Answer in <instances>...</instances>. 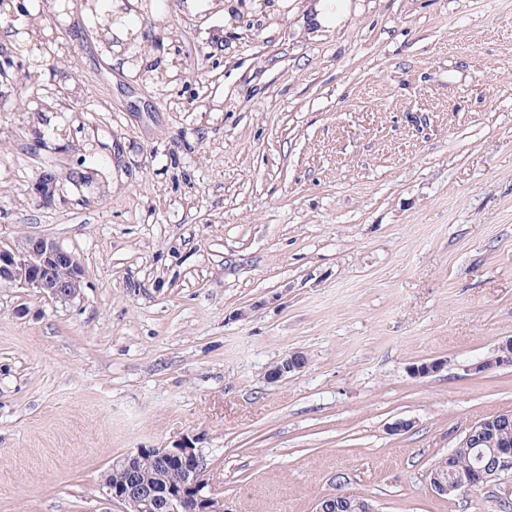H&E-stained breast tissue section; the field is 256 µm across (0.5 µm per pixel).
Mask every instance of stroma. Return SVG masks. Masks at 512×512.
<instances>
[{
	"label": "stroma",
	"instance_id": "obj_1",
	"mask_svg": "<svg viewBox=\"0 0 512 512\" xmlns=\"http://www.w3.org/2000/svg\"><path fill=\"white\" fill-rule=\"evenodd\" d=\"M16 2L0 56L36 85L0 83V244L50 239L82 283L0 285V512H123L113 459L186 434L229 512H512L510 473L429 483L512 411V366L472 369L512 337V0H351L313 36L157 0V76L82 0ZM305 364V357L301 353L292 352L279 364L268 370L267 379L272 383H277L288 375L300 371Z\"/></svg>",
	"mask_w": 512,
	"mask_h": 512
}]
</instances>
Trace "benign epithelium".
Listing matches in <instances>:
<instances>
[{"instance_id":"7a95c632","label":"benign epithelium","mask_w":512,"mask_h":512,"mask_svg":"<svg viewBox=\"0 0 512 512\" xmlns=\"http://www.w3.org/2000/svg\"><path fill=\"white\" fill-rule=\"evenodd\" d=\"M82 270L74 255L43 237H28L19 246H0V283L18 284L41 295L60 300L76 296L81 286ZM305 357L292 352L268 370L267 379L276 383L300 371ZM512 366V340L498 347L497 355L479 362L473 370L483 372L492 366ZM199 438L192 435L169 448H138L114 460L112 470H121L126 479L117 483L104 482L109 501L118 500L126 512H228L224 499L206 490L202 475L206 469L204 453L197 446ZM161 453L166 464L182 471V481L162 485L140 477L139 464L144 457ZM512 471V448L504 446L486 463H480L470 474V486H481ZM345 502L333 495L318 499L315 512H340Z\"/></svg>"}]
</instances>
